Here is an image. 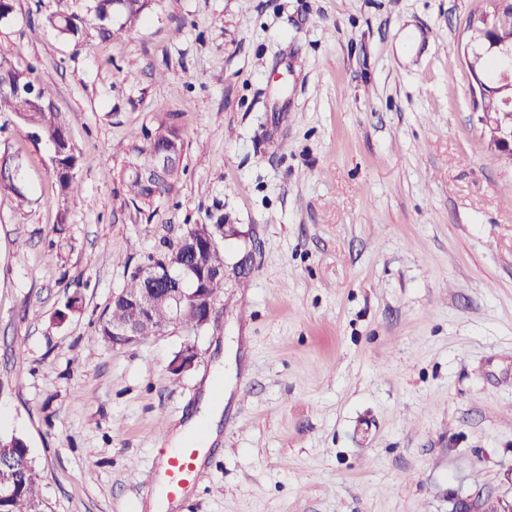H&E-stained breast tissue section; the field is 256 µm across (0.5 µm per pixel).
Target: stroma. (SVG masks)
<instances>
[{
	"instance_id": "35a3bbf8",
	"label": "stroma",
	"mask_w": 512,
	"mask_h": 512,
	"mask_svg": "<svg viewBox=\"0 0 512 512\" xmlns=\"http://www.w3.org/2000/svg\"><path fill=\"white\" fill-rule=\"evenodd\" d=\"M485 5L152 0L121 39L91 25L76 49L48 19L94 0H15L0 56L47 78L80 155L62 194L50 145L0 114L25 191L0 197V436L25 440L51 512H138L214 396L203 478L170 512L512 502V165L462 55ZM162 112L184 171L141 210L127 149ZM220 222L207 326L89 343L145 256ZM190 340L194 366L172 374Z\"/></svg>"
}]
</instances>
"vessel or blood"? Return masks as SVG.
<instances>
[{"mask_svg":"<svg viewBox=\"0 0 512 512\" xmlns=\"http://www.w3.org/2000/svg\"><path fill=\"white\" fill-rule=\"evenodd\" d=\"M206 455L201 437H193L169 456L162 480L148 484L141 492L142 497L152 499L162 494L171 500L185 499L203 475Z\"/></svg>","mask_w":512,"mask_h":512,"instance_id":"1","label":"vessel or blood"}]
</instances>
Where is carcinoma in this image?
<instances>
[{"label":"carcinoma","mask_w":512,"mask_h":512,"mask_svg":"<svg viewBox=\"0 0 512 512\" xmlns=\"http://www.w3.org/2000/svg\"><path fill=\"white\" fill-rule=\"evenodd\" d=\"M147 0H98L93 18L76 13L63 14L48 19L49 24L74 43L83 45V34L90 21H95L100 33L106 38H119L125 28L135 26L141 19ZM118 9L125 17L119 28L111 27L112 11ZM469 72L480 74L489 85L498 86L506 79L512 80V63L494 51L472 56ZM0 112H12L24 124L51 144L60 146L54 163L53 175L65 191L77 190L74 171L77 156L72 141L65 139L67 129L62 113L51 104L40 105L31 101L27 94H0ZM174 112L164 113L156 127L147 132L144 141L129 149L125 170V187L132 199L151 204L156 198L170 194L179 181L182 168V153L185 142L175 119ZM170 152L169 169L161 174H148L142 169V158L158 152ZM20 171L13 167V160L6 158L0 163V196L4 194L23 197L19 187ZM224 267V250L216 245L200 253V272L207 276L208 292L217 296L224 290L223 278L216 270ZM173 321L169 304H159L147 311H140L122 300L109 301L105 313L95 328L91 342L103 341L124 345L127 340L112 335V328L128 322L142 324L140 340L144 341L166 329ZM0 455L12 460V464L0 468V488L9 489V495L0 496V512H46V503L41 492L42 476L30 456L26 442L13 435L0 437Z\"/></svg>","instance_id":"carcinoma-1"}]
</instances>
